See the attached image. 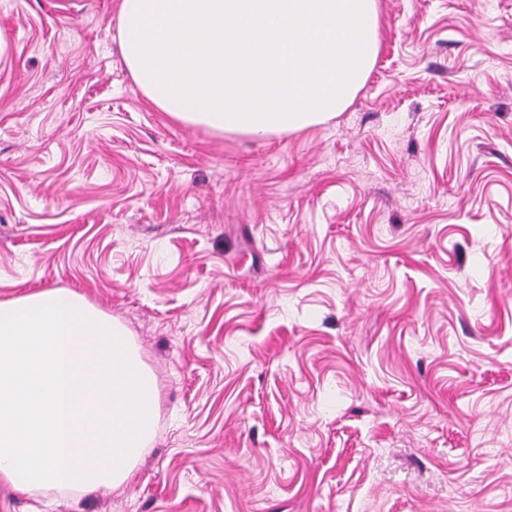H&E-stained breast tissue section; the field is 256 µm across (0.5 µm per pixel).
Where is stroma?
I'll return each instance as SVG.
<instances>
[{"instance_id": "1", "label": "stroma", "mask_w": 512, "mask_h": 512, "mask_svg": "<svg viewBox=\"0 0 512 512\" xmlns=\"http://www.w3.org/2000/svg\"><path fill=\"white\" fill-rule=\"evenodd\" d=\"M119 0H0V300L156 377L122 493L0 512H512V0H378L344 112L256 142L138 89Z\"/></svg>"}]
</instances>
